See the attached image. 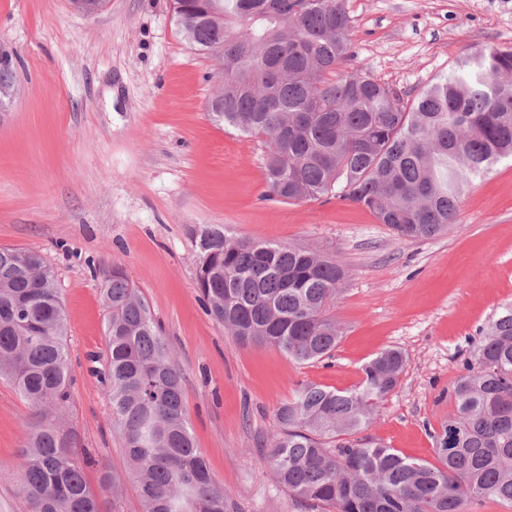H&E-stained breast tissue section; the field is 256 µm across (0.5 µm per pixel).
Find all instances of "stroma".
I'll use <instances>...</instances> for the list:
<instances>
[{"label": "stroma", "instance_id": "1", "mask_svg": "<svg viewBox=\"0 0 512 512\" xmlns=\"http://www.w3.org/2000/svg\"><path fill=\"white\" fill-rule=\"evenodd\" d=\"M359 72L417 95L462 55L512 47V0H348ZM15 67L0 111V247L41 252L58 279L68 324V423L106 512H141L121 434L112 427L104 363L103 272L120 265L148 302L183 372L192 435L226 512H325L279 487L269 451L276 412L298 384L349 390L363 365L404 352L397 387L368 435L434 461L455 410L453 387L483 330L512 302V162L497 163L460 199L453 230L399 236L334 196L267 199L265 146L214 122L216 64L180 33L171 0H106L85 16L69 0H0V52ZM308 248L348 277L331 313L343 334L332 358L299 364L242 345L206 315L189 230ZM33 411L0 381V512H28L18 462Z\"/></svg>", "mask_w": 512, "mask_h": 512}]
</instances>
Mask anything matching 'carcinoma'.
<instances>
[{"label": "carcinoma", "mask_w": 512, "mask_h": 512, "mask_svg": "<svg viewBox=\"0 0 512 512\" xmlns=\"http://www.w3.org/2000/svg\"><path fill=\"white\" fill-rule=\"evenodd\" d=\"M194 50L216 61L215 120L265 144L268 199L330 194L367 208L407 238L456 223L462 191L512 160V48L459 58L413 98L377 80L336 76L353 57L346 0H174ZM0 64V95L14 86ZM207 315L239 342L299 364L331 357L342 331L330 308L347 271L315 251L191 229ZM106 359L99 371L142 512H226L183 405V372L145 299L114 264L104 271ZM66 318L39 252L0 248V379L33 408L19 471L30 512H103L64 422L71 395ZM386 349L359 388L303 383L277 410L269 452L278 485L334 512H463L470 499L512 503V302L464 363L457 411L436 436V462L362 435L405 367Z\"/></svg>", "instance_id": "obj_1"}]
</instances>
